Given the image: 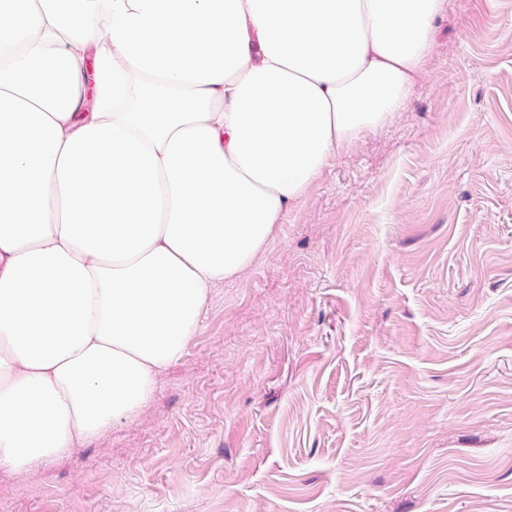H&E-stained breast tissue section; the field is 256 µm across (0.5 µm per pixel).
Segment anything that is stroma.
Returning <instances> with one entry per match:
<instances>
[{
  "label": "stroma",
  "mask_w": 512,
  "mask_h": 512,
  "mask_svg": "<svg viewBox=\"0 0 512 512\" xmlns=\"http://www.w3.org/2000/svg\"><path fill=\"white\" fill-rule=\"evenodd\" d=\"M0 512H512V0H447L147 406Z\"/></svg>",
  "instance_id": "stroma-1"
}]
</instances>
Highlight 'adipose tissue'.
Instances as JSON below:
<instances>
[{"instance_id": "1", "label": "adipose tissue", "mask_w": 512, "mask_h": 512, "mask_svg": "<svg viewBox=\"0 0 512 512\" xmlns=\"http://www.w3.org/2000/svg\"><path fill=\"white\" fill-rule=\"evenodd\" d=\"M0 0V467L136 415L212 284L399 111L445 0Z\"/></svg>"}]
</instances>
